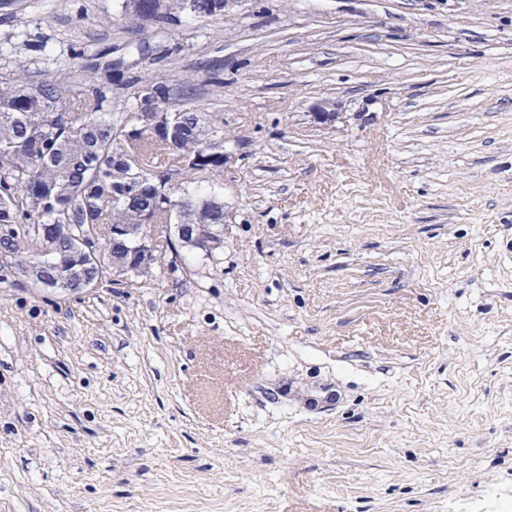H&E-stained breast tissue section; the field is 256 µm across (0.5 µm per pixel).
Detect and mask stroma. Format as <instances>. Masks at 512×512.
<instances>
[{
	"mask_svg": "<svg viewBox=\"0 0 512 512\" xmlns=\"http://www.w3.org/2000/svg\"><path fill=\"white\" fill-rule=\"evenodd\" d=\"M117 10L8 0L0 42L194 77L224 250L0 270V512H512V0H231L161 60Z\"/></svg>",
	"mask_w": 512,
	"mask_h": 512,
	"instance_id": "obj_1",
	"label": "stroma"
}]
</instances>
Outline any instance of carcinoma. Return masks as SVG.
I'll return each instance as SVG.
<instances>
[{
    "label": "carcinoma",
    "mask_w": 512,
    "mask_h": 512,
    "mask_svg": "<svg viewBox=\"0 0 512 512\" xmlns=\"http://www.w3.org/2000/svg\"><path fill=\"white\" fill-rule=\"evenodd\" d=\"M135 25L146 32L139 51H153L175 35L186 17L209 19L224 12V0H145L133 5ZM24 48L43 54L46 43L26 30L14 32L0 46V224H13L16 235L0 243L15 267L43 261L45 250L64 251L68 241L44 242L39 224H79L105 238L114 224H137L141 209L154 205L151 177L159 171L177 175L169 188L176 207L159 209L153 223H224V199L214 190L224 175V120L197 111L194 79L178 84L157 75H140L130 66L112 64L117 49L72 51L50 58L64 72L62 81L33 80ZM84 63L75 68L71 59ZM40 87L33 98L27 89ZM174 100L167 127L154 133L143 127V113L159 95ZM214 124L219 143L209 141ZM133 127L142 128L135 144L126 141ZM134 177L146 194L138 200L125 193ZM206 183L205 195L189 191Z\"/></svg>",
    "instance_id": "obj_1"
}]
</instances>
